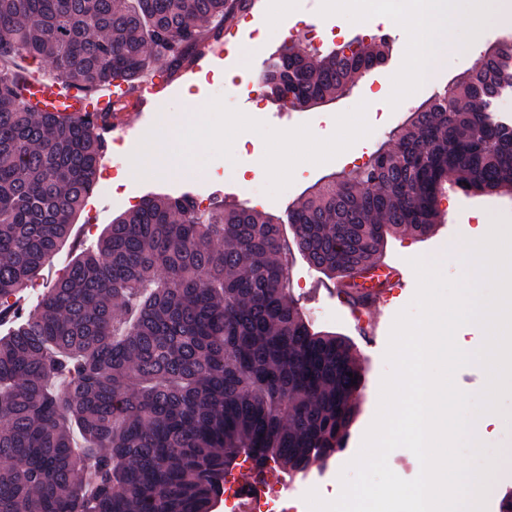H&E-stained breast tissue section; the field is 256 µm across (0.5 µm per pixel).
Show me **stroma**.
<instances>
[{
    "mask_svg": "<svg viewBox=\"0 0 512 512\" xmlns=\"http://www.w3.org/2000/svg\"><path fill=\"white\" fill-rule=\"evenodd\" d=\"M294 12L299 20L289 28L290 45L311 54L325 52L329 47L328 42L312 40L309 33L310 26L321 27L326 23L323 0H295ZM264 25L265 21L261 18L246 23L247 34L241 40L243 55L235 57L231 64L223 68L224 74L232 76V83L221 89L212 79H200L194 84L182 85L176 94L159 100V109L163 112L207 113L210 126L217 132L223 131L224 125L218 120V114H213V107H220L221 112L239 117L236 131L233 136L227 137L224 149L210 147L201 155L203 162L214 171L210 183L201 186L183 174L173 173L130 180L125 193L121 195L106 193L101 189L102 184L111 183L113 177L123 171L130 161L129 153L122 151L107 156L99 167V188L88 199L75 221L78 236L70 237L52 263L35 275L24 292L26 309L34 308L39 294L65 271L76 254L96 244L106 224L129 210L131 197L149 193L176 196L186 192L202 200L226 192L233 201L254 206L258 211L283 220L287 217L289 205L312 185L342 179L350 170L366 163L377 149L393 148L397 130L417 108L413 102L396 111L383 106L393 90L395 78L406 69L408 32L405 28L388 24L385 34L390 51L384 64L357 73L347 90L326 105L296 110L291 116L285 117L280 107L259 91L256 83L272 54L281 47L271 33L265 32ZM256 27L264 30L262 44L257 48L253 47L249 35L250 30ZM490 44V39L483 37L450 56L437 80L427 87L426 96L444 93L449 81L472 67ZM346 113L358 115L367 133L349 138L331 158L328 168L296 166L277 179L255 182L249 193L240 189L237 180L222 172L225 155H233L239 166H253L277 150L280 135L287 130L306 131L322 142L335 143L341 134L338 117ZM495 215L512 217V193L476 196L458 187L448 186L439 196V218L432 235L426 238L406 233L388 236L383 255L401 264L407 286L382 312V334L369 344L359 334L348 306L327 292L316 291L315 286L324 281V274L299 254L290 255L288 285L299 309L314 329L347 340L363 368V384L358 397L360 412L336 460L314 464L302 478L291 479L287 474L275 470L268 472V479L284 482L290 499L300 498L303 490L313 484L320 485L324 500L332 501L340 495L342 468L358 453L377 413L381 381L389 369L385 354L393 322L397 314L411 303L417 290V278L409 264L410 259L425 256L443 260L444 273L450 277L459 276L463 271L462 265L458 260L446 257L449 243L478 233L480 223ZM486 444L502 453L493 479L494 489L487 496L486 512H502L503 496L506 491L512 490V460L507 457L508 451L512 450V426L500 423L498 429L487 437Z\"/></svg>",
    "mask_w": 512,
    "mask_h": 512,
    "instance_id": "stroma-1",
    "label": "stroma"
}]
</instances>
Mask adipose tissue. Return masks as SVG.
<instances>
[{
	"label": "adipose tissue",
	"mask_w": 512,
	"mask_h": 512,
	"mask_svg": "<svg viewBox=\"0 0 512 512\" xmlns=\"http://www.w3.org/2000/svg\"><path fill=\"white\" fill-rule=\"evenodd\" d=\"M410 32L405 80L389 107L399 106L402 98L414 92L418 76L437 70L448 55L460 51L464 42L458 30L468 26L471 39H478L484 23H512V0H415L413 7L401 16ZM185 139L162 132L141 154L134 158L131 171L139 176L182 172L186 169ZM303 159L317 166L327 165L329 154L325 146L309 144L299 133H287L281 138V149L251 171H238V179L259 180L278 175L292 161Z\"/></svg>",
	"instance_id": "obj_1"
}]
</instances>
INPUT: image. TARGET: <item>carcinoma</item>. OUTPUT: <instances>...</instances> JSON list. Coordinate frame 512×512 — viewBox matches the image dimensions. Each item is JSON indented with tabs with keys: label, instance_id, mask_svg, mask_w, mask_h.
<instances>
[{
	"label": "carcinoma",
	"instance_id": "obj_1",
	"mask_svg": "<svg viewBox=\"0 0 512 512\" xmlns=\"http://www.w3.org/2000/svg\"><path fill=\"white\" fill-rule=\"evenodd\" d=\"M248 0H0V301L70 237L97 182L96 123L35 109L20 60L94 93L178 69ZM384 38L319 61L287 46L261 82L293 108L382 64ZM512 53L487 49L414 112L396 147L288 209L292 238L254 208L143 197L39 305L0 336V512H215L240 463L302 473L341 451L362 372L311 331L280 256L330 278L381 258L392 231L429 235L444 182L512 190V125L493 101Z\"/></svg>",
	"mask_w": 512,
	"mask_h": 512
}]
</instances>
